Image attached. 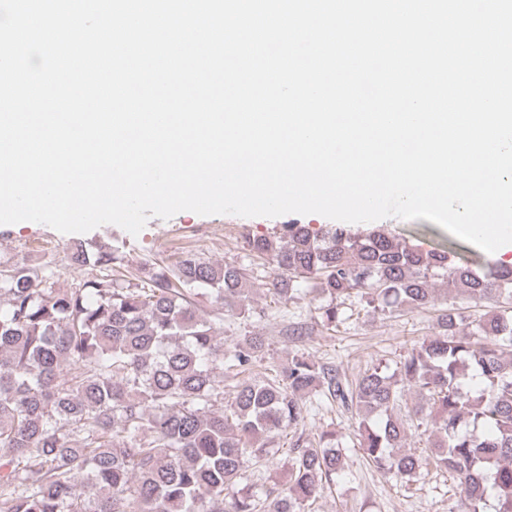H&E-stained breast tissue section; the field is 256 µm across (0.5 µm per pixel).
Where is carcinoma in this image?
<instances>
[{"mask_svg": "<svg viewBox=\"0 0 512 512\" xmlns=\"http://www.w3.org/2000/svg\"><path fill=\"white\" fill-rule=\"evenodd\" d=\"M244 247L274 263L277 300H323L329 329L348 311L426 310L437 280L456 294L393 372L378 363L345 382L297 351L264 364L261 336L224 346V312L252 313L249 269L235 262L187 253L132 271L117 248L76 244L70 261L99 272L71 288L48 265L0 264V512H316L346 455L336 433L306 427L335 403L358 417L367 462L400 486L444 470L462 512L490 497L512 512V267L459 264L452 246L424 251L383 229L289 224ZM465 302L486 310L466 316ZM226 381L233 400L219 409ZM421 428L424 453L402 452ZM288 429L283 487L243 488L248 463L276 455Z\"/></svg>", "mask_w": 512, "mask_h": 512, "instance_id": "cac0c4a2", "label": "carcinoma"}]
</instances>
